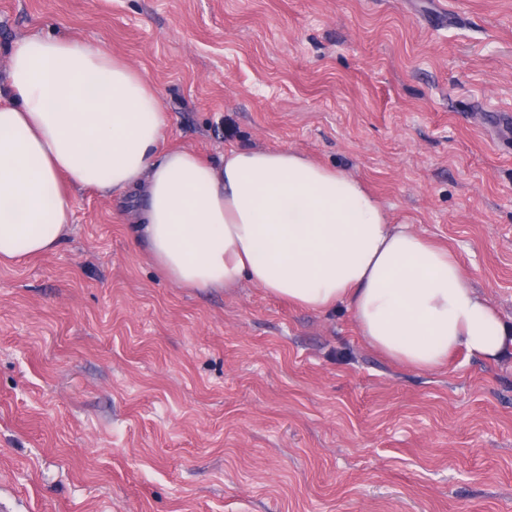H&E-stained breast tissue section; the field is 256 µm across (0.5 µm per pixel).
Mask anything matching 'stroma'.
I'll use <instances>...</instances> for the list:
<instances>
[{
	"label": "stroma",
	"mask_w": 512,
	"mask_h": 512,
	"mask_svg": "<svg viewBox=\"0 0 512 512\" xmlns=\"http://www.w3.org/2000/svg\"><path fill=\"white\" fill-rule=\"evenodd\" d=\"M28 35L140 69L167 145L357 175L512 323V0H0V82ZM73 206L56 251L0 264L16 512H512V353L405 367L347 308L175 286L139 198Z\"/></svg>",
	"instance_id": "stroma-1"
}]
</instances>
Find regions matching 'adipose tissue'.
<instances>
[{
    "mask_svg": "<svg viewBox=\"0 0 512 512\" xmlns=\"http://www.w3.org/2000/svg\"><path fill=\"white\" fill-rule=\"evenodd\" d=\"M168 127L133 64L73 37L24 38L0 87V262L58 248L73 188L134 194L150 257L177 286L247 282L313 311L346 307L374 348L419 370L512 348V326L455 255L361 178L286 148L233 149L213 164L165 147Z\"/></svg>",
    "mask_w": 512,
    "mask_h": 512,
    "instance_id": "adipose-tissue-1",
    "label": "adipose tissue"
}]
</instances>
